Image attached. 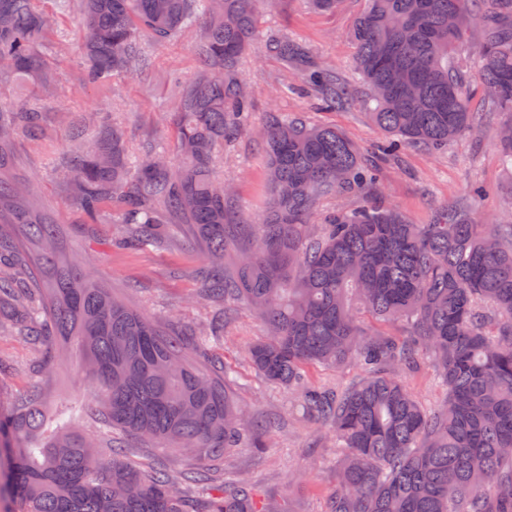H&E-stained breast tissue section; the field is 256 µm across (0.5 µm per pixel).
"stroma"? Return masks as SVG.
<instances>
[{
  "label": "stroma",
  "mask_w": 512,
  "mask_h": 512,
  "mask_svg": "<svg viewBox=\"0 0 512 512\" xmlns=\"http://www.w3.org/2000/svg\"><path fill=\"white\" fill-rule=\"evenodd\" d=\"M364 6V0H345L335 11L318 12L305 0H258L260 38L241 66L251 88L248 123L252 131L225 143L217 165L219 174L236 190L238 213L261 215L267 203L264 152L254 130L264 124L268 113H301L312 123L336 126L366 155L382 141V132L368 117L376 103L353 68L355 46L350 32ZM42 8L52 22L53 33L44 55L58 96L42 100L35 89L19 87L0 73V106L35 105L43 116L39 140L23 136L15 142L13 176L37 182L34 208L59 224L71 254L94 265L114 294L156 317L163 326L206 333L223 307L196 297L200 286L197 272L202 265L196 239L184 232L159 247L113 245L111 210L90 222L69 202L62 169L72 150L77 122L90 112L123 127L130 157H139L150 148H172L175 133L164 116L179 86L192 79L200 67L195 48L204 33L203 25L195 24L168 43L145 40V69L91 84L79 78L82 34L76 18L64 13L58 0H43ZM278 33L306 45L320 65L351 86L354 94L348 104L328 111L318 109L314 93L266 52L264 36ZM497 129V124L491 123L461 136L441 154L407 146L399 162L381 167L379 185L385 199L416 224L428 223L434 210L448 206L472 208L488 224L504 221L508 206L499 191L512 185V171L499 163ZM472 181L487 186L489 195L472 198L468 192ZM264 334L261 319L241 305L219 341L192 352L200 364L221 362L235 367L241 376L238 396L242 406L267 422L264 448L235 449L224 475L251 481L268 506H278L285 498L291 512H325L338 450L327 427L301 415L294 393L269 383L251 367L247 351ZM40 360V355L22 342L15 325L8 323L0 329V362L9 368L8 374L0 376V406L33 384L53 396L79 386L71 367L54 365L45 368L40 377H31L30 369Z\"/></svg>",
  "instance_id": "stroma-1"
}]
</instances>
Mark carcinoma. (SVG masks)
Listing matches in <instances>:
<instances>
[{
    "label": "carcinoma",
    "instance_id": "carcinoma-1",
    "mask_svg": "<svg viewBox=\"0 0 512 512\" xmlns=\"http://www.w3.org/2000/svg\"><path fill=\"white\" fill-rule=\"evenodd\" d=\"M40 0H0V71L35 86L56 84L41 49L51 25ZM256 0H60L83 31L82 79L100 83L145 63L141 37H176L199 18V73L179 88L169 121L180 160L152 150L130 162L118 125L83 118L67 162L68 193L89 215L103 206L124 227L118 244L156 243L187 231L204 256L199 297L243 302L267 336L249 349L265 379L300 392L305 414L329 425L342 449L328 512H512V224H484L468 210L444 208L414 224L378 198L380 163L402 145L431 153L482 127L502 123L498 151L512 168V0H365L350 37L355 69L367 85L370 117L388 137L363 158L333 125L268 114L261 139L269 201L258 219H231L234 189L216 173L224 142L246 130L250 91L241 62L257 37ZM484 86L478 106L465 92L459 49L473 22ZM284 69L336 108L343 90L286 36L266 41ZM34 108L0 109V255L23 250L18 272L0 271V323L47 358L73 349L83 361L82 397L100 423L96 436L75 426L68 402L55 417L32 385L0 407V501L8 512H287L262 505L236 479L208 493L233 448L264 425L243 413L235 372L200 367L191 347L210 334L166 330L114 295L98 272L72 257L59 226L31 205L30 183L10 173L11 150L35 137ZM360 194L311 228L324 196ZM401 320L413 340L365 327ZM428 363L446 400L425 411L401 375ZM353 364L367 373L341 391L311 384L309 366ZM167 452L188 451L203 467L142 471L123 437Z\"/></svg>",
    "mask_w": 512,
    "mask_h": 512
}]
</instances>
